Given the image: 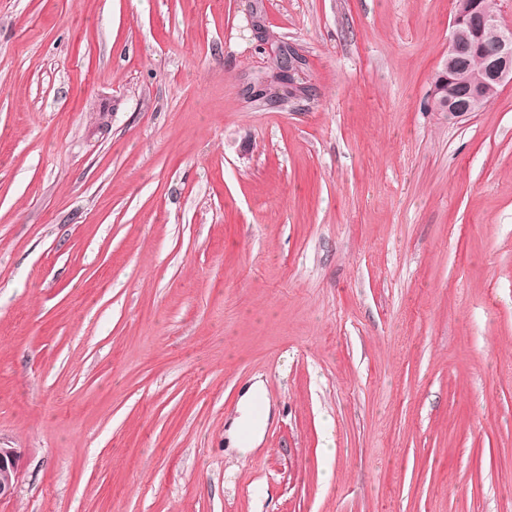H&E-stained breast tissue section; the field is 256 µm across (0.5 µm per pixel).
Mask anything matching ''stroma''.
<instances>
[{
  "mask_svg": "<svg viewBox=\"0 0 512 512\" xmlns=\"http://www.w3.org/2000/svg\"><path fill=\"white\" fill-rule=\"evenodd\" d=\"M453 8L0 0V512H512V85L435 111ZM283 59L281 51L274 58V69L276 75L270 80H265L260 83L262 87L261 97L267 101H285L288 97H292L296 91L300 90L297 86H294V79L291 78L289 81H285L280 75L282 69ZM257 393L263 394V390L258 385H254L244 394V396L241 399V416L233 422L232 427L229 430V436L232 442V446L234 448H238V450L243 455L250 451L252 448H254L255 444L260 440L264 426L269 416V406L266 403L265 398L263 396L257 397L253 405V418L255 421H261L264 417L265 410L264 423L261 427H256L253 430V435L249 443L247 445H243L240 439V430L249 420V407L254 395ZM18 460L14 448L0 447V499L14 494L18 481Z\"/></svg>",
  "mask_w": 512,
  "mask_h": 512,
  "instance_id": "35a3bbf8",
  "label": "stroma"
}]
</instances>
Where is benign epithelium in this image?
<instances>
[{
	"mask_svg": "<svg viewBox=\"0 0 512 512\" xmlns=\"http://www.w3.org/2000/svg\"><path fill=\"white\" fill-rule=\"evenodd\" d=\"M475 47L481 48L479 68L463 81L454 78ZM439 75L435 108L451 106L457 119L483 111L488 92L512 85V27L503 28L499 14L486 13L480 0H454L448 54ZM17 481V451L0 447V499L14 494Z\"/></svg>",
	"mask_w": 512,
	"mask_h": 512,
	"instance_id": "benign-epithelium-1",
	"label": "benign epithelium"
}]
</instances>
